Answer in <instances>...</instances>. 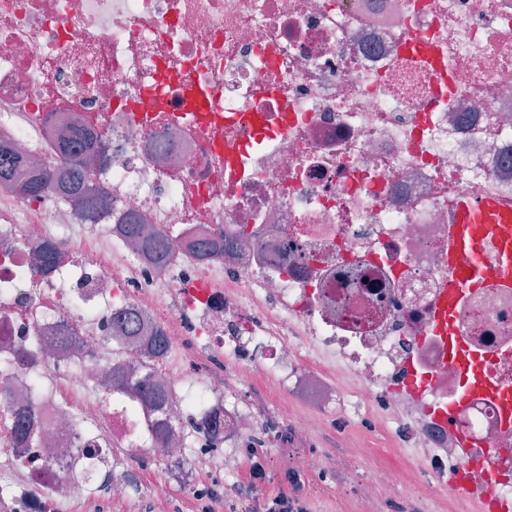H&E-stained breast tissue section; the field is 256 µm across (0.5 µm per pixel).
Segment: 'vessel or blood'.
<instances>
[{"mask_svg": "<svg viewBox=\"0 0 512 512\" xmlns=\"http://www.w3.org/2000/svg\"><path fill=\"white\" fill-rule=\"evenodd\" d=\"M494 243L499 259L486 265L482 250ZM448 275L445 277L434 310L435 331L446 340L445 362L462 378V388L452 404L435 408L440 422L465 408L472 400L495 403L500 426L512 434V389L488 380L479 359L468 344L455 333L453 324L468 293L493 281L512 290V206L494 196L463 195L457 198L448 242ZM465 462L449 470L444 485L449 494L472 504L476 512H512V500L500 499L485 487L470 483L465 477Z\"/></svg>", "mask_w": 512, "mask_h": 512, "instance_id": "vessel-or-blood-1", "label": "vessel or blood"}]
</instances>
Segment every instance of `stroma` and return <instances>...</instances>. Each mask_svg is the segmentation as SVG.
Instances as JSON below:
<instances>
[{
    "label": "stroma",
    "instance_id": "stroma-1",
    "mask_svg": "<svg viewBox=\"0 0 512 512\" xmlns=\"http://www.w3.org/2000/svg\"><path fill=\"white\" fill-rule=\"evenodd\" d=\"M245 407L253 417L254 435L246 451L240 472L231 478V485L251 482L254 464H262L266 478L256 484L255 496H271L290 492L283 472L288 463V451L304 448L337 459L339 465L329 472H309L303 475L300 493L309 504L310 512H367L368 504L362 489L376 471L384 465L397 466L401 481L380 505L381 512H469L468 504L461 502L445 490H438L424 502L414 497V482L421 473L423 450L406 446L400 453H393L392 429L385 416H378L375 424H367L370 414L368 405L348 399L346 429L333 425L329 412L311 411L307 414L309 433L305 438L293 436L287 426L281 425L284 409L296 406L283 383L262 369H253L244 383ZM279 421L277 431H269L267 425ZM356 443L367 448L361 460L345 463L346 447ZM140 492L137 497L113 503L112 512H196L195 503L188 491L171 489L162 499L153 498L154 485L166 478L162 463L135 461Z\"/></svg>",
    "mask_w": 512,
    "mask_h": 512
}]
</instances>
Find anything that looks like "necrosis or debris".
Here are the masks:
<instances>
[{"label":"necrosis or debris","mask_w":512,"mask_h":512,"mask_svg":"<svg viewBox=\"0 0 512 512\" xmlns=\"http://www.w3.org/2000/svg\"><path fill=\"white\" fill-rule=\"evenodd\" d=\"M66 141L105 145L91 169L112 213L87 218L57 184L37 200L0 186V512H110L142 453L168 466L153 496L210 504L243 465L237 396L258 365L301 404L284 417L297 436L308 409L340 427L348 397L384 409L398 445L426 453L420 497L461 432L478 441L470 482L488 459L512 467L491 403L447 427L425 410L460 384L431 323L454 202L512 203V0H0V143L46 174L68 166ZM129 213L165 262L130 244ZM197 240L223 248L201 260ZM130 317L167 338L155 380L178 451L101 385L138 362L103 350ZM455 329L512 387V291L472 292ZM198 375L207 400L185 406ZM91 460L107 487L75 479Z\"/></svg>","instance_id":"1"}]
</instances>
